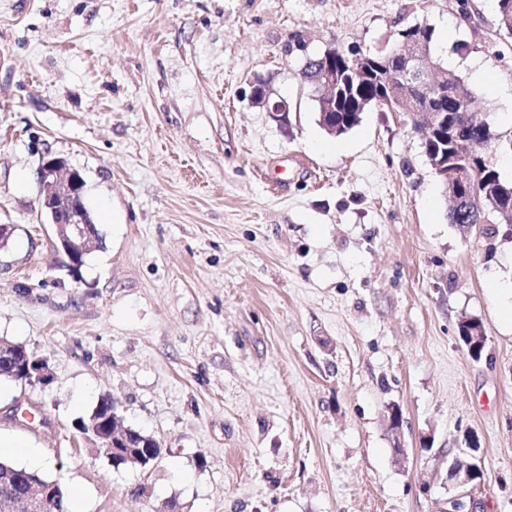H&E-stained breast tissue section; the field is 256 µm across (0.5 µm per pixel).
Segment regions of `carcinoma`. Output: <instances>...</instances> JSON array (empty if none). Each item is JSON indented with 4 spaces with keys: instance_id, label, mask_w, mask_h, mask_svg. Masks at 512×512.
<instances>
[{
    "instance_id": "carcinoma-1",
    "label": "carcinoma",
    "mask_w": 512,
    "mask_h": 512,
    "mask_svg": "<svg viewBox=\"0 0 512 512\" xmlns=\"http://www.w3.org/2000/svg\"><path fill=\"white\" fill-rule=\"evenodd\" d=\"M500 31L512 38V0H496ZM434 30L414 25L400 32V39L388 48L362 54L363 60L353 62L344 52L336 51V135L341 136L357 126L361 114L373 106L390 112L401 106L398 90L400 77L408 60L406 39L413 36L426 43L433 40ZM410 108L418 112L448 113L447 127L440 129L429 142L422 144L431 168L448 164L447 196L464 198L475 196L481 210L472 215L462 208H451L449 219L453 224L474 226L487 218L495 224L512 226V182L500 177L485 155L476 147L485 145L494 136L490 124L471 115L474 90L454 71L448 72V94L436 100L425 89L410 93ZM122 447L127 457L117 466L137 465L136 455L145 453L142 441L146 434L127 428ZM10 471L9 489L17 496L26 493L28 471L0 459V469Z\"/></svg>"
}]
</instances>
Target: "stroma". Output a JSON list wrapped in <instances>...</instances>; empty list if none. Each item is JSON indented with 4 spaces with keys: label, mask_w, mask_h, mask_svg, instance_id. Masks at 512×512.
I'll return each instance as SVG.
<instances>
[{
    "label": "stroma",
    "mask_w": 512,
    "mask_h": 512,
    "mask_svg": "<svg viewBox=\"0 0 512 512\" xmlns=\"http://www.w3.org/2000/svg\"><path fill=\"white\" fill-rule=\"evenodd\" d=\"M415 24L444 68L485 69L474 109L501 165L512 38L488 0H0V339L51 371L0 382V437L39 448L85 512H512V318L492 293L512 239L449 223L410 116L372 107L329 135L300 77L304 54ZM47 156L79 170L103 235L79 283L39 202ZM104 397L156 461L82 441ZM467 431L486 480L462 487ZM261 90L252 92L250 98L253 104L259 107H264L268 112L270 118L277 123L283 129H288V115H289V104L285 99L280 98L273 102L270 101V92L266 87Z\"/></svg>",
    "instance_id": "stroma-1"
}]
</instances>
